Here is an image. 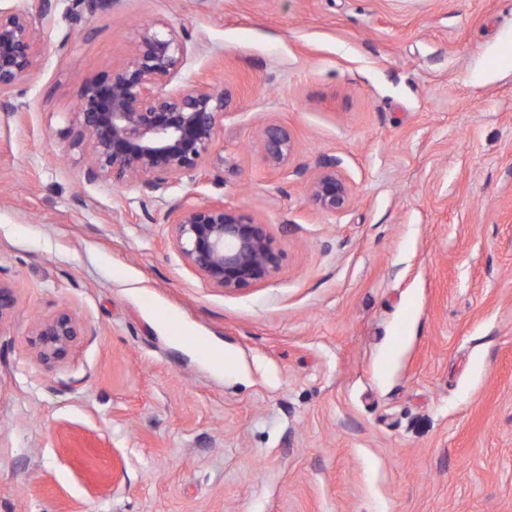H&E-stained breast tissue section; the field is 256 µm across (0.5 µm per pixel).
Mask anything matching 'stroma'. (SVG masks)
<instances>
[{"instance_id": "1", "label": "stroma", "mask_w": 512, "mask_h": 512, "mask_svg": "<svg viewBox=\"0 0 512 512\" xmlns=\"http://www.w3.org/2000/svg\"><path fill=\"white\" fill-rule=\"evenodd\" d=\"M71 7L0 113V512H512V0ZM153 21L194 33L172 87L230 105L145 209L66 130ZM326 157L338 214L307 193ZM200 198L267 224L271 278L185 263L165 216ZM64 307L84 334L49 371L30 327ZM260 142L267 162L274 168L286 164L296 148L288 130L272 122L260 129ZM336 168V159L324 158L309 183L310 200L323 213L343 212L351 202V188Z\"/></svg>"}]
</instances>
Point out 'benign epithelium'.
Here are the masks:
<instances>
[{"instance_id":"7a95c632","label":"benign epithelium","mask_w":512,"mask_h":512,"mask_svg":"<svg viewBox=\"0 0 512 512\" xmlns=\"http://www.w3.org/2000/svg\"><path fill=\"white\" fill-rule=\"evenodd\" d=\"M56 0H41L39 22L19 8L0 7V112L10 115L18 86L42 64L41 42L50 41ZM185 27L145 26L129 60L112 75L84 83L77 92L72 128L87 142L89 182H135L143 192H165L201 171L224 123L228 96L211 82L191 89L164 90L184 64ZM270 166L279 168L295 152L288 130L276 123L260 129ZM309 197L317 210L348 208L351 188L325 158L312 177ZM170 238L179 255L211 285L236 292L268 280L279 253L267 225L221 200L181 202L167 214ZM13 285L0 279V322L14 316ZM83 336V327L66 308L32 324V344L40 364L51 370L64 362Z\"/></svg>"}]
</instances>
